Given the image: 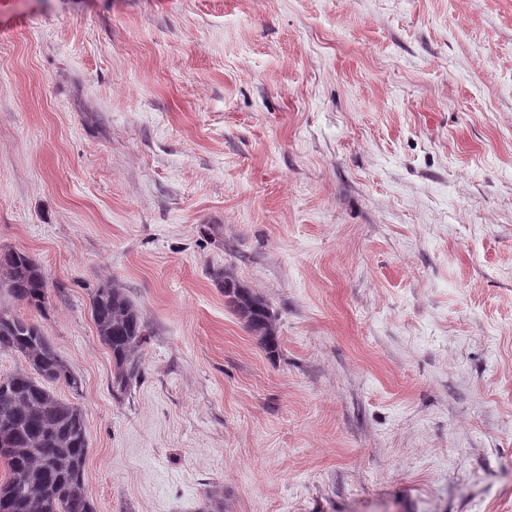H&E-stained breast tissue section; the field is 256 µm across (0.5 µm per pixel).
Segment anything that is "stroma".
Segmentation results:
<instances>
[{"instance_id": "1", "label": "stroma", "mask_w": 512, "mask_h": 512, "mask_svg": "<svg viewBox=\"0 0 512 512\" xmlns=\"http://www.w3.org/2000/svg\"><path fill=\"white\" fill-rule=\"evenodd\" d=\"M0 247L96 512H512V0H0ZM0 271L9 295L41 311L48 301V282L39 262L29 254L12 248H0ZM212 277L224 288V296L246 329L254 336L269 354L278 351L279 336L275 324V314L269 302L235 279L227 270L212 273ZM98 336L112 354V389L117 396L130 392L140 381L142 355L153 329L124 288L100 285L90 298Z\"/></svg>"}]
</instances>
